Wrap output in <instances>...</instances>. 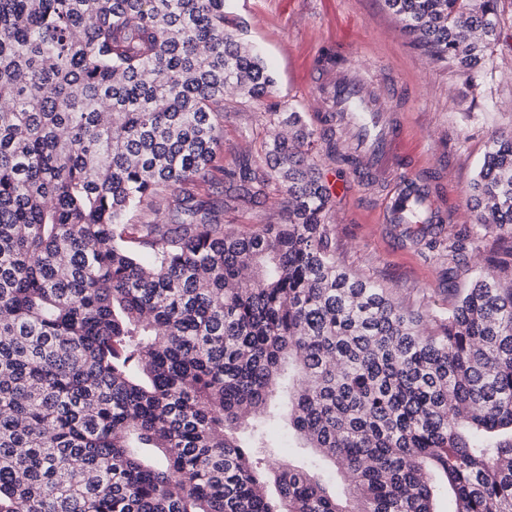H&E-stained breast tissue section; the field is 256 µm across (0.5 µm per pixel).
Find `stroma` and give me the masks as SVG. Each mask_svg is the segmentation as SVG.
<instances>
[{
    "label": "stroma",
    "instance_id": "35a3bbf8",
    "mask_svg": "<svg viewBox=\"0 0 512 512\" xmlns=\"http://www.w3.org/2000/svg\"><path fill=\"white\" fill-rule=\"evenodd\" d=\"M229 9L243 27L242 38L263 48L276 83L259 102L225 93L219 151L225 166L242 155L259 159L266 113L309 111L318 57L337 44L350 47L364 79L402 115L408 165L439 190L446 220L431 230L382 223L391 182L366 185L352 173L339 174L344 189L334 194L328 218L336 226V250L354 273L398 297L448 310L476 276L490 272L488 258L502 245L496 231L486 230L482 248L466 252L452 268L429 242L476 232L467 189L492 134L512 129V0L500 2L503 35L489 48L493 64L473 92L451 66L415 46L383 0H229Z\"/></svg>",
    "mask_w": 512,
    "mask_h": 512
}]
</instances>
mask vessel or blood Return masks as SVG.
I'll list each match as a JSON object with an SVG mask.
<instances>
[{"label": "vessel or blood", "mask_w": 512, "mask_h": 512, "mask_svg": "<svg viewBox=\"0 0 512 512\" xmlns=\"http://www.w3.org/2000/svg\"><path fill=\"white\" fill-rule=\"evenodd\" d=\"M317 94L339 114L341 125L352 133L359 154L355 172L359 181L371 183L381 172L399 168L405 128L394 120L382 98L358 76L345 68H329L321 74ZM383 206V221L387 224L405 223V213L413 206L435 217L442 212L436 193L411 174L401 176Z\"/></svg>", "instance_id": "1"}]
</instances>
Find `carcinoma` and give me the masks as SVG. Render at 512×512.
<instances>
[{"label": "carcinoma", "mask_w": 512, "mask_h": 512, "mask_svg": "<svg viewBox=\"0 0 512 512\" xmlns=\"http://www.w3.org/2000/svg\"><path fill=\"white\" fill-rule=\"evenodd\" d=\"M499 2L385 6L475 88ZM230 25L226 0H0V512H438L442 486L512 512V244L446 312L350 272L336 113L270 112L261 162L217 164L224 91L274 85ZM273 192L284 223L224 229ZM467 202L512 240V131ZM276 427L315 456L272 496Z\"/></svg>", "instance_id": "carcinoma-1"}]
</instances>
